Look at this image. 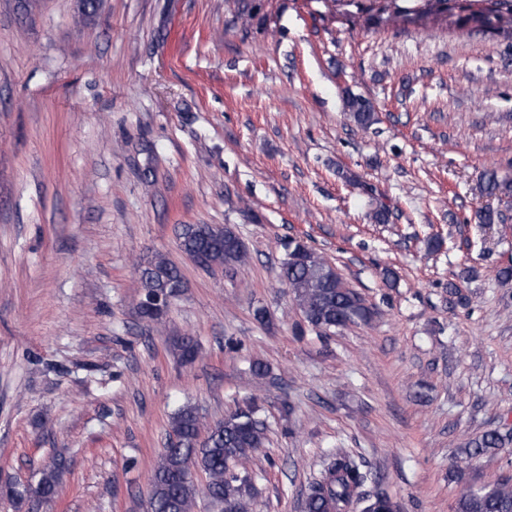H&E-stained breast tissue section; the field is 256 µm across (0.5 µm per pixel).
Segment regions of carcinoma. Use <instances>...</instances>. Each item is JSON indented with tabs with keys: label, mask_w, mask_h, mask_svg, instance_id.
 <instances>
[{
	"label": "carcinoma",
	"mask_w": 512,
	"mask_h": 512,
	"mask_svg": "<svg viewBox=\"0 0 512 512\" xmlns=\"http://www.w3.org/2000/svg\"><path fill=\"white\" fill-rule=\"evenodd\" d=\"M345 107L358 125L376 122L375 108L368 99L347 94ZM483 190L489 195L512 194V180L494 171L484 174ZM179 246L186 254L206 247L200 265L207 271L236 269L245 264L248 250L237 232L223 224H182ZM281 280L291 291L307 324L323 332L359 322L366 323L372 311L355 290L349 288L336 267L299 241L288 244V259L281 264ZM180 269L163 253L141 259L139 314L148 321L159 319L169 302L182 291ZM182 359L196 357L198 343L183 336L176 341ZM203 416L197 407L179 408L169 420L168 443L157 461L150 482L149 512H195L204 497L216 512H253L252 483L247 463L264 447L267 427L252 407L238 408L208 427L201 436ZM512 447V430L485 432L467 443L454 466L460 468L485 452ZM202 471L207 482L199 488L188 467ZM60 471L54 467L37 482L39 499L50 501L58 493ZM365 461L343 450L328 453L318 475L309 483L303 512H348L363 502L362 512H398L397 503L382 493L367 495ZM456 512H512V479L478 490L465 489Z\"/></svg>",
	"instance_id": "cac0c4a2"
}]
</instances>
